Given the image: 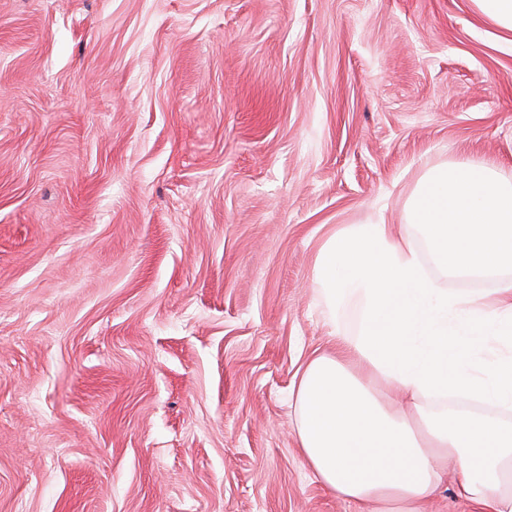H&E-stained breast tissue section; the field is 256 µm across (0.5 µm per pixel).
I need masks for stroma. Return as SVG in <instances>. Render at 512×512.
Segmentation results:
<instances>
[{
    "instance_id": "35a3bbf8",
    "label": "stroma",
    "mask_w": 512,
    "mask_h": 512,
    "mask_svg": "<svg viewBox=\"0 0 512 512\" xmlns=\"http://www.w3.org/2000/svg\"><path fill=\"white\" fill-rule=\"evenodd\" d=\"M464 162L512 181L472 0H0V512H355L297 440L316 257Z\"/></svg>"
}]
</instances>
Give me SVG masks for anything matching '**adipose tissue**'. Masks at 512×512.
Masks as SVG:
<instances>
[{"label": "adipose tissue", "instance_id": "adipose-tissue-1", "mask_svg": "<svg viewBox=\"0 0 512 512\" xmlns=\"http://www.w3.org/2000/svg\"><path fill=\"white\" fill-rule=\"evenodd\" d=\"M408 221L435 262L496 273L499 304L441 288L404 228L382 221L332 235L314 268L336 352L307 361L295 392L299 446L322 484L356 512H423L446 470L474 512H512V181L485 163L431 169ZM359 307L357 334L339 322ZM458 395L482 413L436 412Z\"/></svg>", "mask_w": 512, "mask_h": 512}]
</instances>
